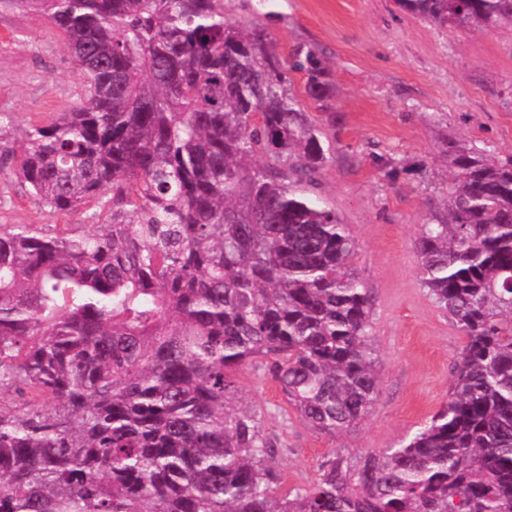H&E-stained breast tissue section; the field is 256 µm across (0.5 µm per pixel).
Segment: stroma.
Masks as SVG:
<instances>
[{
    "mask_svg": "<svg viewBox=\"0 0 512 512\" xmlns=\"http://www.w3.org/2000/svg\"><path fill=\"white\" fill-rule=\"evenodd\" d=\"M225 16L259 24L287 61L300 46L319 50L336 84L332 108L305 100L312 122L333 147L310 197L334 208L356 241L352 267L370 288L382 384L368 415L337 440L302 423L279 390L252 367L238 374L245 403L261 410L267 434L285 448L275 466L283 487L311 485L332 451L355 459L397 444L448 395L450 362L464 338L420 281L414 241L444 212L448 171L442 139L512 156V23L478 31L433 25L394 0H224ZM83 91L64 34L36 0L0 6V120L10 154L0 157V225L27 224L50 234L71 225L91 232L108 220L112 194L86 212L50 213L16 175L26 133L71 111ZM388 159L377 165L376 156Z\"/></svg>",
    "mask_w": 512,
    "mask_h": 512,
    "instance_id": "1",
    "label": "stroma"
}]
</instances>
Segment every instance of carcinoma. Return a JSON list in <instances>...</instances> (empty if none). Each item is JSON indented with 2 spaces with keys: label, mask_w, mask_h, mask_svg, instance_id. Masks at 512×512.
<instances>
[{
  "label": "carcinoma",
  "mask_w": 512,
  "mask_h": 512,
  "mask_svg": "<svg viewBox=\"0 0 512 512\" xmlns=\"http://www.w3.org/2000/svg\"><path fill=\"white\" fill-rule=\"evenodd\" d=\"M395 3L440 27L512 21V0ZM42 6L86 84L26 133L19 177L51 213L109 188L125 207L86 235L0 227V512H512V157L445 142V214L415 240L466 337L448 399L283 491L237 371L330 439L381 386L355 240L298 188L331 149L289 74L322 105L331 71L303 46L281 64L224 0Z\"/></svg>",
  "instance_id": "1"
}]
</instances>
